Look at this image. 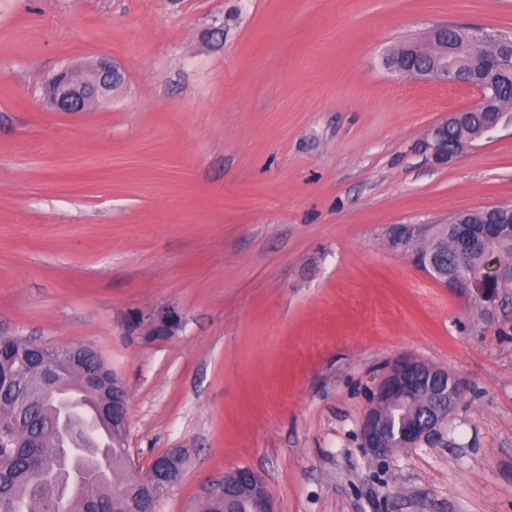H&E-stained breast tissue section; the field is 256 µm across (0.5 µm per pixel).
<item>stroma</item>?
<instances>
[{
  "label": "stroma",
  "instance_id": "1",
  "mask_svg": "<svg viewBox=\"0 0 512 512\" xmlns=\"http://www.w3.org/2000/svg\"><path fill=\"white\" fill-rule=\"evenodd\" d=\"M446 24L512 35V0H0V335L102 356L137 465L187 451L160 512L237 467L277 512H512V288L485 312L391 243L512 205V126L435 164L419 141L477 95L386 63ZM102 57L110 96L53 111L47 78ZM402 354L466 396L375 459ZM179 322L178 315L171 310L161 311L149 318L144 328V337L148 340L171 335ZM159 334H163L159 336Z\"/></svg>",
  "mask_w": 512,
  "mask_h": 512
}]
</instances>
